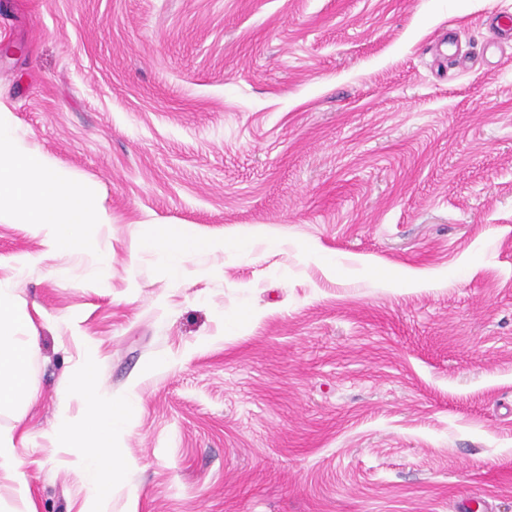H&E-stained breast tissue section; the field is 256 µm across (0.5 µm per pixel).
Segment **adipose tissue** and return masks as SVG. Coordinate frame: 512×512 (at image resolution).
I'll use <instances>...</instances> for the list:
<instances>
[{"label":"adipose tissue","instance_id":"adipose-tissue-1","mask_svg":"<svg viewBox=\"0 0 512 512\" xmlns=\"http://www.w3.org/2000/svg\"><path fill=\"white\" fill-rule=\"evenodd\" d=\"M29 225L41 239L45 253L62 250L100 255L98 227L112 218L94 190L53 166L27 147L14 133L8 113L0 111V221ZM154 251L166 275L173 280L187 275L189 258L200 251H220L224 244L197 236L181 225L154 224L139 240ZM16 281L0 279V410L17 409L37 396L29 363L38 337L28 315L13 307ZM100 381L93 349H86L71 375V392L83 404L80 420L62 417L59 427L67 439L82 445L79 466L86 488V512H103L121 479L125 462L113 435L123 430L134 400L105 404L98 400ZM9 492L29 503L30 488L17 457L11 432L0 431V493Z\"/></svg>","mask_w":512,"mask_h":512}]
</instances>
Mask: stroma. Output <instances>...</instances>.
<instances>
[{
    "label": "stroma",
    "mask_w": 512,
    "mask_h": 512,
    "mask_svg": "<svg viewBox=\"0 0 512 512\" xmlns=\"http://www.w3.org/2000/svg\"><path fill=\"white\" fill-rule=\"evenodd\" d=\"M512 0H0V106L105 264L0 222L40 336L0 412L83 512L61 409L135 399L108 512H512ZM152 224L221 240L164 277ZM251 239V251L235 247ZM26 270H19L21 258ZM82 341H75V334Z\"/></svg>",
    "instance_id": "stroma-1"
}]
</instances>
